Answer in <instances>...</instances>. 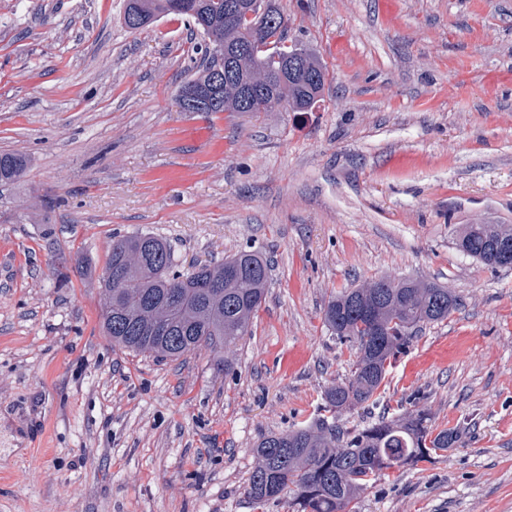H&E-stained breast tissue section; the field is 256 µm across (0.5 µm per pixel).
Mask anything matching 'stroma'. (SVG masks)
Wrapping results in <instances>:
<instances>
[{
  "mask_svg": "<svg viewBox=\"0 0 512 512\" xmlns=\"http://www.w3.org/2000/svg\"><path fill=\"white\" fill-rule=\"evenodd\" d=\"M325 62L310 112H183L202 57L185 18L124 0H0V512H291L246 494L255 446L304 426L351 352L330 297L388 277L448 288L380 388L454 448L387 470L353 512H512V269L460 252L512 225V0H277ZM180 270L262 251L270 285L228 353L132 356L100 330L115 236ZM28 168L25 156L15 152L0 153V185L6 186L18 181Z\"/></svg>",
  "mask_w": 512,
  "mask_h": 512,
  "instance_id": "stroma-1",
  "label": "stroma"
}]
</instances>
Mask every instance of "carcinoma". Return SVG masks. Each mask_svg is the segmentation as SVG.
<instances>
[{"mask_svg":"<svg viewBox=\"0 0 512 512\" xmlns=\"http://www.w3.org/2000/svg\"><path fill=\"white\" fill-rule=\"evenodd\" d=\"M184 2L182 16L204 42V63L185 85H212L218 65L215 52L226 46L238 50L234 80L224 85L218 101H196V111L244 112V92L256 84L265 86L271 112H309L322 101L326 67L312 51L287 45L288 19L275 0H251L259 21L274 17L282 23L280 47L258 52L249 49V29L225 23L224 6L230 0ZM172 14L174 0H125L123 21L127 25L134 17L149 28ZM294 50L296 67L290 72L283 56ZM27 168L25 156L1 152L0 185L15 183ZM500 238H512L511 224H468L456 245L498 269L504 264L493 253V243ZM99 284L101 328L113 345L135 356L178 359L203 349L218 352L237 346L265 299L269 264L261 252L248 250L182 272L167 242L138 231L112 238ZM457 306L447 288L418 279L394 285L381 277L337 292L324 309V321L355 351L351 377L325 391V416L260 439L247 487L252 502L261 507L286 494L291 512H349V505L383 471L454 447L458 432L434 431L424 409L351 428L339 418L376 401L389 368L408 347L415 329L448 318Z\"/></svg>","mask_w":512,"mask_h":512,"instance_id":"carcinoma-1","label":"carcinoma"}]
</instances>
